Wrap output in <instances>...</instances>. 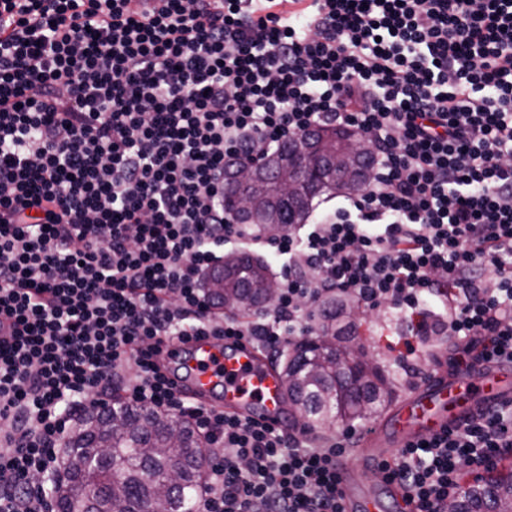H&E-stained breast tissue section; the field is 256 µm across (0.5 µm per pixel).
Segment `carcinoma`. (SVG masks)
Listing matches in <instances>:
<instances>
[{"label": "carcinoma", "instance_id": "1", "mask_svg": "<svg viewBox=\"0 0 512 512\" xmlns=\"http://www.w3.org/2000/svg\"><path fill=\"white\" fill-rule=\"evenodd\" d=\"M319 152L333 153L350 131L342 127H323ZM369 173L362 172L349 183L330 187V176L305 188L299 195L284 198L274 187L258 196L259 208L246 216L234 200L224 206L248 224L282 230L290 224H302L309 216L313 199L334 190L345 195L361 192ZM270 282L263 261L243 253L225 257L224 264L208 279L209 293L216 304L221 296L248 293L251 307L260 306L264 288ZM280 378L291 409L303 414L311 431L331 429L337 420H355L362 413H348L349 397L338 388L333 367L316 374H299L283 365ZM54 494L62 512H145L158 501L169 467L180 469L181 485L164 502V512H197L199 488L204 474V442L185 420L169 417L152 409L112 401L106 413L85 412L62 445ZM117 464L121 475L112 481V495H107L108 467ZM85 486L91 496L74 493L73 485ZM461 512H512V477H502L485 487L473 488L459 500Z\"/></svg>", "mask_w": 512, "mask_h": 512}]
</instances>
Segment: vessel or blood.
Masks as SVG:
<instances>
[{
    "label": "vessel or blood",
    "instance_id": "obj_1",
    "mask_svg": "<svg viewBox=\"0 0 512 512\" xmlns=\"http://www.w3.org/2000/svg\"><path fill=\"white\" fill-rule=\"evenodd\" d=\"M172 379L178 391L230 413L251 416L279 429L293 427L288 401L277 372L265 368L249 339L233 348L211 336H191L168 343ZM512 397V374L487 366L434 377L414 396L402 400L384 426L362 446L374 461L387 458L428 435L451 428L480 408ZM345 512H381L380 497L362 478L345 474L342 485Z\"/></svg>",
    "mask_w": 512,
    "mask_h": 512
}]
</instances>
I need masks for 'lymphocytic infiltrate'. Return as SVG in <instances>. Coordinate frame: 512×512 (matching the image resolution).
Returning a JSON list of instances; mask_svg holds the SVG:
<instances>
[{
	"mask_svg": "<svg viewBox=\"0 0 512 512\" xmlns=\"http://www.w3.org/2000/svg\"><path fill=\"white\" fill-rule=\"evenodd\" d=\"M315 126L372 137L367 187L238 222L225 169ZM228 243L288 258L261 320L207 295ZM336 298L443 309L449 369L512 363V0H0V512H45L62 439L116 398L204 439L199 512H344L342 443L176 391L161 350L273 351ZM508 455L512 401L377 470L448 512Z\"/></svg>",
	"mask_w": 512,
	"mask_h": 512,
	"instance_id": "lymphocytic-infiltrate-1",
	"label": "lymphocytic infiltrate"
}]
</instances>
